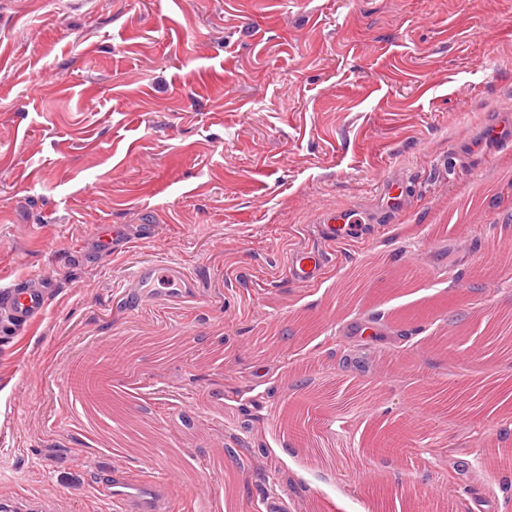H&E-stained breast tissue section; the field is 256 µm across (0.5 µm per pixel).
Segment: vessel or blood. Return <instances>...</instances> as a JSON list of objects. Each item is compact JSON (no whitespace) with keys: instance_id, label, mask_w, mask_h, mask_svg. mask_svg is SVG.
I'll list each match as a JSON object with an SVG mask.
<instances>
[{"instance_id":"1","label":"vessel or blood","mask_w":512,"mask_h":512,"mask_svg":"<svg viewBox=\"0 0 512 512\" xmlns=\"http://www.w3.org/2000/svg\"><path fill=\"white\" fill-rule=\"evenodd\" d=\"M380 185L387 207L394 211L402 210L403 179L385 177ZM364 222L363 213L354 209L320 215L316 232L321 245L294 255L289 268L290 277L299 282L314 281L325 267L328 247L360 238ZM132 286L135 290L133 305L137 308L156 302L166 287L171 290L170 300L177 302L195 291L193 279L180 266L171 263L140 266L133 275ZM50 296L49 288L35 276L0 289V334H19L43 315ZM181 479V474L172 469L145 477L118 470L111 480L103 483L102 491L111 512H176L172 488ZM0 512H59V509L52 500L20 496L0 500Z\"/></svg>"}]
</instances>
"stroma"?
<instances>
[{"instance_id":"obj_1","label":"stroma","mask_w":512,"mask_h":512,"mask_svg":"<svg viewBox=\"0 0 512 512\" xmlns=\"http://www.w3.org/2000/svg\"><path fill=\"white\" fill-rule=\"evenodd\" d=\"M511 122L512 0H0V288L35 274L52 291L0 339V498L109 512L100 480L173 460L188 512H266L273 493L283 512H512V473L482 466L512 428L423 398L512 384V354L486 343L512 310V139L480 147ZM393 173L396 214L376 184ZM346 207L361 239L291 280L317 214ZM102 224L127 243L98 253ZM155 261L195 295L131 310ZM338 343L362 370L326 359ZM78 362L107 371L147 450L103 439ZM306 365L328 398L294 440L280 411ZM386 428L405 447L370 453ZM222 446L267 460L243 470Z\"/></svg>"}]
</instances>
